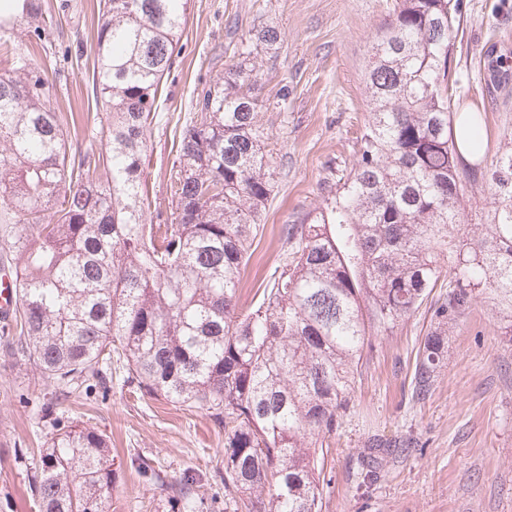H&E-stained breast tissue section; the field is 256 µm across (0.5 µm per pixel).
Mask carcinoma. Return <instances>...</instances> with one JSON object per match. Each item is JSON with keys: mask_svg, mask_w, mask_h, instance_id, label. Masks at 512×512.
<instances>
[{"mask_svg": "<svg viewBox=\"0 0 512 512\" xmlns=\"http://www.w3.org/2000/svg\"><path fill=\"white\" fill-rule=\"evenodd\" d=\"M96 97L105 142L73 153L36 65L0 73V237L17 253L18 306L6 353L65 389L125 381L224 428V509L321 512L320 439L350 409L376 337L404 324L433 288L434 330L418 349L413 397L430 394L456 324L488 295L512 337V151L465 169L448 59L461 19L450 0H397L373 39L369 119L342 185L297 224L246 309L236 292L264 229L275 161L257 124L251 55L279 34L254 30L238 61L196 99L178 142L175 217L148 223L144 164L159 85L188 0H100ZM55 25L41 0H10L0 29ZM485 180L490 209L458 237L464 179ZM403 438H372L388 455ZM112 443L80 424L46 442L28 475L37 512H110ZM138 471L193 507L197 482Z\"/></svg>", "mask_w": 512, "mask_h": 512, "instance_id": "cac0c4a2", "label": "carcinoma"}]
</instances>
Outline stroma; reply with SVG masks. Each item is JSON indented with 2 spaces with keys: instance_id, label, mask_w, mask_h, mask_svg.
<instances>
[{
  "instance_id": "35a3bbf8",
  "label": "stroma",
  "mask_w": 512,
  "mask_h": 512,
  "mask_svg": "<svg viewBox=\"0 0 512 512\" xmlns=\"http://www.w3.org/2000/svg\"><path fill=\"white\" fill-rule=\"evenodd\" d=\"M56 28L37 39L19 23L1 38L0 72L17 58L44 69L51 105L72 151L99 143L103 110L92 89L99 0H43ZM462 24L448 62L456 110L481 113L488 154L512 142V78L486 75L487 51L512 57V0H452ZM395 0H190L171 68L160 85L147 138L150 218L175 210L171 175L179 133L197 94L234 61L251 30L280 39L253 59L257 121L276 161L273 199L263 233L238 290L248 307L281 251V225L318 205L330 174L349 170L368 119L366 72L375 34ZM431 325L429 303L393 333L377 337L364 361L353 404L325 437L327 483L322 512H512V339L485 296L448 330V348L431 395L411 396L416 354ZM0 335V512H36L28 475L44 443L79 423L110 437L115 485L110 512H178L138 473L153 459L168 477L195 476L206 492L199 512H224V431L203 410L141 395L122 376L109 391L86 386L61 395L29 362L4 356ZM410 437L375 463L365 480L368 440Z\"/></svg>"
}]
</instances>
